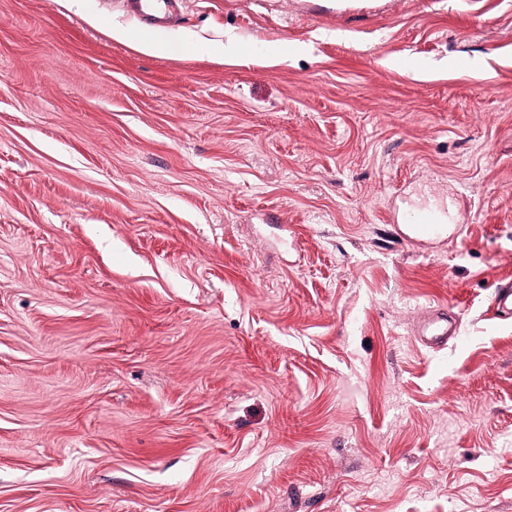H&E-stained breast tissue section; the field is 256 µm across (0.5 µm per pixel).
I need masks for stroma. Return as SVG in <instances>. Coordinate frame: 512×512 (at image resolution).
<instances>
[{
  "instance_id": "35a3bbf8",
  "label": "stroma",
  "mask_w": 512,
  "mask_h": 512,
  "mask_svg": "<svg viewBox=\"0 0 512 512\" xmlns=\"http://www.w3.org/2000/svg\"><path fill=\"white\" fill-rule=\"evenodd\" d=\"M135 30L0 0V512H512V0ZM412 215L409 226L414 231V237L417 239H428L440 234L442 224L440 217L435 210H404ZM414 333L421 341L433 349H442L448 345V338L458 334L457 328L448 326V314L428 311L418 319Z\"/></svg>"
}]
</instances>
